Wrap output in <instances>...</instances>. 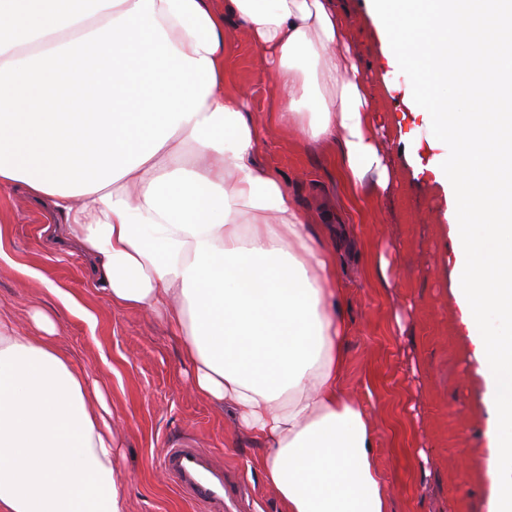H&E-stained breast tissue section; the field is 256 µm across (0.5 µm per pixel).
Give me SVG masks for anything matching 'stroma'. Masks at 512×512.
<instances>
[{"mask_svg": "<svg viewBox=\"0 0 512 512\" xmlns=\"http://www.w3.org/2000/svg\"><path fill=\"white\" fill-rule=\"evenodd\" d=\"M348 6L349 36L374 86L376 121L396 164L391 192L366 214L342 208L328 156L275 123L266 73L247 35L231 23L226 87L245 96L264 128L260 161L281 173L309 223H319L321 212L334 213L369 254L388 263L380 278L348 254L338 273L350 325L347 387L369 400L390 512H487L489 482L475 478L470 463L487 454L488 413L452 295L451 201L432 175L417 171L434 156L427 146L432 133L405 101L409 79L393 65L368 0H348ZM410 138L421 143L413 160L403 155ZM55 221L49 205L33 200L23 185L0 191V244L91 308L96 328L62 311L41 280L7 267L0 268V312L27 330L33 309L58 311L57 346L74 367L109 388L127 512H194L160 466L164 449L185 444L210 452L230 481H245L255 512H282L258 467L263 442L238 431L232 409L194 390L176 336L152 312L113 306L94 285L91 260L80 249L63 242L47 247L46 228Z\"/></svg>", "mask_w": 512, "mask_h": 512, "instance_id": "35a3bbf8", "label": "stroma"}]
</instances>
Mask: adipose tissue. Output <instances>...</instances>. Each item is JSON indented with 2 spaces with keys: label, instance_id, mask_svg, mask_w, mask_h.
Here are the masks:
<instances>
[{
  "label": "adipose tissue",
  "instance_id": "obj_1",
  "mask_svg": "<svg viewBox=\"0 0 512 512\" xmlns=\"http://www.w3.org/2000/svg\"><path fill=\"white\" fill-rule=\"evenodd\" d=\"M342 0H0V188L22 184L113 305L155 313L196 390L266 442L284 512H389L377 430L345 384L336 253L262 128L224 87L247 34L276 120L332 147L351 205L385 193L370 85ZM0 314V512H126L110 411L57 349L54 316Z\"/></svg>",
  "mask_w": 512,
  "mask_h": 512
}]
</instances>
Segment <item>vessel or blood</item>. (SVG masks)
I'll list each match as a JSON object with an SVG mask.
<instances>
[{"label":"vessel or blood","mask_w":512,"mask_h":512,"mask_svg":"<svg viewBox=\"0 0 512 512\" xmlns=\"http://www.w3.org/2000/svg\"><path fill=\"white\" fill-rule=\"evenodd\" d=\"M161 466L173 487L199 512H240L238 499L228 492L222 466L199 448L165 449Z\"/></svg>","instance_id":"b4317fda"}]
</instances>
